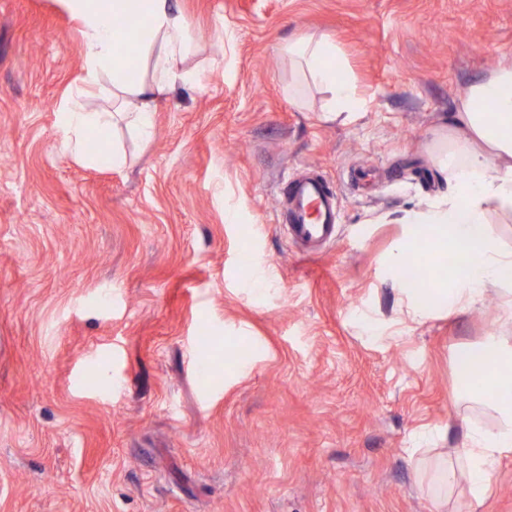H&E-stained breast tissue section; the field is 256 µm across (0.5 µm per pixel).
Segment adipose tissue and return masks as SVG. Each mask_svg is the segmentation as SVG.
<instances>
[{
  "label": "adipose tissue",
  "instance_id": "1",
  "mask_svg": "<svg viewBox=\"0 0 512 512\" xmlns=\"http://www.w3.org/2000/svg\"><path fill=\"white\" fill-rule=\"evenodd\" d=\"M143 7L146 23L133 35L140 78L129 81L128 54L117 45L112 19L130 4ZM78 21L84 44L81 85L58 107L57 137L77 162L96 168L126 167L129 158L120 148L88 151L86 134L125 126L141 139H149L155 112L179 85L198 81L196 69L187 65L195 49V37L176 0H63ZM300 81L289 87L290 98H301L312 85L325 95L327 115L359 112L364 101L352 79L336 74L340 55L336 42L326 35H305L287 47ZM112 85V108L90 109L88 96L103 81ZM490 111H483V104ZM462 131L436 155V165L448 184V196L428 211L410 216V233L391 254V266H399L407 255L426 248L431 256L463 255L464 263L444 270L430 291L405 289L407 316L420 322L444 304L465 311L483 300L488 287H497L502 310L512 320V252L505 251L493 234L488 214L496 210L512 215V65L501 66L473 83L460 97L449 119ZM481 363L494 372L487 383L473 382L471 373ZM460 379L458 398L493 410L498 418L492 428L476 423L464 427L463 440L454 453V463L444 460L417 461L420 490L431 485H454L464 475L468 485L466 512H484L496 466L503 454L512 452V339L488 338L457 358Z\"/></svg>",
  "mask_w": 512,
  "mask_h": 512
}]
</instances>
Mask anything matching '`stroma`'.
Returning <instances> with one entry per match:
<instances>
[{
    "label": "stroma",
    "mask_w": 512,
    "mask_h": 512,
    "mask_svg": "<svg viewBox=\"0 0 512 512\" xmlns=\"http://www.w3.org/2000/svg\"><path fill=\"white\" fill-rule=\"evenodd\" d=\"M179 2L199 80L149 141L108 133L131 159L109 171L57 142L78 22L0 0V512H432L409 450L494 425L455 403L454 358L512 322L494 290L412 322L387 258L448 194L459 98L512 64V0ZM310 33L363 111L289 98ZM308 168L338 215L312 256L281 229Z\"/></svg>",
    "instance_id": "35a3bbf8"
}]
</instances>
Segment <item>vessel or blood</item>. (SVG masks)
Segmentation results:
<instances>
[{
	"label": "vessel or blood",
	"instance_id": "b4317fda",
	"mask_svg": "<svg viewBox=\"0 0 512 512\" xmlns=\"http://www.w3.org/2000/svg\"><path fill=\"white\" fill-rule=\"evenodd\" d=\"M284 194L288 210L283 229L293 245L305 253L336 238V196L319 175L289 180Z\"/></svg>",
	"mask_w": 512,
	"mask_h": 512
}]
</instances>
